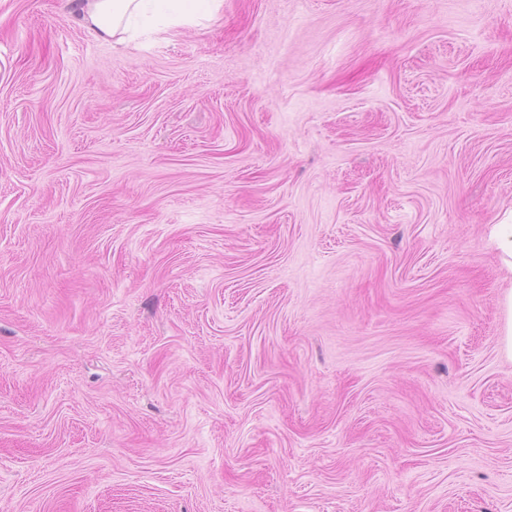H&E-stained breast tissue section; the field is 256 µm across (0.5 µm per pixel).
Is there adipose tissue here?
I'll list each match as a JSON object with an SVG mask.
<instances>
[{
  "instance_id": "adipose-tissue-1",
  "label": "adipose tissue",
  "mask_w": 512,
  "mask_h": 512,
  "mask_svg": "<svg viewBox=\"0 0 512 512\" xmlns=\"http://www.w3.org/2000/svg\"><path fill=\"white\" fill-rule=\"evenodd\" d=\"M183 0H78L84 25L102 38H133L131 22L153 14L163 22L183 18Z\"/></svg>"
}]
</instances>
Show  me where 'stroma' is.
Wrapping results in <instances>:
<instances>
[{"mask_svg": "<svg viewBox=\"0 0 512 512\" xmlns=\"http://www.w3.org/2000/svg\"><path fill=\"white\" fill-rule=\"evenodd\" d=\"M200 9L0 0V512H512V0ZM147 2L153 3L149 5ZM183 2L184 0H79L73 3L78 5L79 14L89 30L104 39L118 37V41H123L133 38L134 28L130 25L131 21L146 17L148 9L163 23L190 16L183 12ZM512 212L508 220L503 224H494L492 230V239L495 241L498 249L501 251L503 264L512 273ZM501 308L503 314L501 349L505 356L512 360V289L504 293Z\"/></svg>", "mask_w": 512, "mask_h": 512, "instance_id": "stroma-1", "label": "stroma"}]
</instances>
